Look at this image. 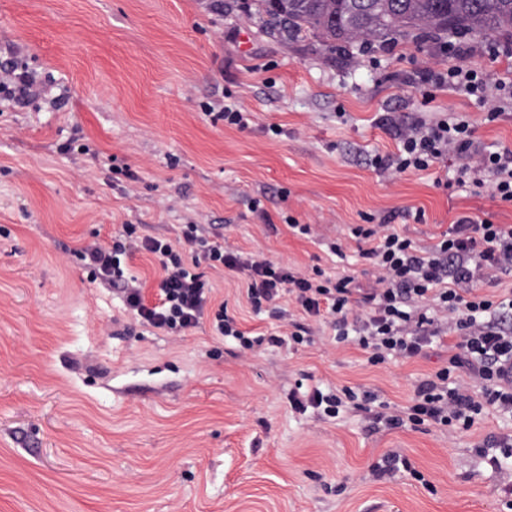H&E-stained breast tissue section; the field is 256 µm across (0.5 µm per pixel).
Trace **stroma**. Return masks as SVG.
Returning <instances> with one entry per match:
<instances>
[{
  "mask_svg": "<svg viewBox=\"0 0 512 512\" xmlns=\"http://www.w3.org/2000/svg\"><path fill=\"white\" fill-rule=\"evenodd\" d=\"M494 41L464 38L461 57L398 35L335 51L272 29L253 0H0V64L36 79L35 96L0 97V512H511L512 474L479 454L512 436L510 414L389 428L349 402L333 417L288 402L301 383L405 406L447 349L371 364L294 303L286 322L253 312L229 271L210 274L213 304L247 331L304 324L309 341L244 351L206 320L146 328L78 256L126 224L174 242L219 224L228 249L367 290L378 271L350 232L365 218L421 251L462 216L512 225L490 187L455 184L453 158L374 165L400 146L391 112L463 115L512 150V115L487 121L477 97L433 84L459 62L512 79ZM227 106L248 128L218 119Z\"/></svg>",
  "mask_w": 512,
  "mask_h": 512,
  "instance_id": "1",
  "label": "stroma"
}]
</instances>
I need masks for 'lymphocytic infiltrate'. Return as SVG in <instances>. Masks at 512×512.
Returning <instances> with one entry per match:
<instances>
[{"label": "lymphocytic infiltrate", "mask_w": 512, "mask_h": 512, "mask_svg": "<svg viewBox=\"0 0 512 512\" xmlns=\"http://www.w3.org/2000/svg\"><path fill=\"white\" fill-rule=\"evenodd\" d=\"M437 82L471 95H487L491 122L504 115L505 98H512V83L503 81L496 84L495 96H488L484 78L473 68L449 67ZM386 124L402 150L377 159L382 172L423 171L450 154L459 162L458 183L491 186L493 196L512 203V151L485 152L475 142L467 120L451 123L443 119L426 127L406 126L390 117ZM134 232L133 225H125L123 236L113 237L111 245L93 242L82 247L79 255L93 278L121 287L129 313L144 325L180 334L198 327L208 316L216 335L234 338L245 350L266 342L279 345L286 339L303 343L305 328L301 325L286 338L252 336L237 328L226 307L208 312L212 287L207 272L226 269L245 277L247 299L253 307L281 296L292 297L308 316L331 319L339 326L343 341L348 338L349 314L362 310L357 343L369 351L371 363L379 364L390 354L418 356L433 339L442 337L438 318L429 314L438 307L455 318V352L446 367L420 382L409 406L385 415L386 424L416 428L430 422L448 427L458 421L468 429L484 407L512 413V300L496 302L478 293L481 282L512 271V225L463 216L444 239L422 254L411 239L388 225L356 226L352 234L365 244L362 255L378 270L372 292L358 296L353 277H298L270 260L227 250L190 224L182 232V244L156 237L137 244L160 267L151 304L142 287L132 285L128 276Z\"/></svg>", "instance_id": "1"}]
</instances>
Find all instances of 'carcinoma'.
Here are the masks:
<instances>
[{"instance_id": "carcinoma-1", "label": "carcinoma", "mask_w": 512, "mask_h": 512, "mask_svg": "<svg viewBox=\"0 0 512 512\" xmlns=\"http://www.w3.org/2000/svg\"><path fill=\"white\" fill-rule=\"evenodd\" d=\"M271 23L298 36L320 34L332 49L398 32L494 35L512 43V0H259Z\"/></svg>"}]
</instances>
